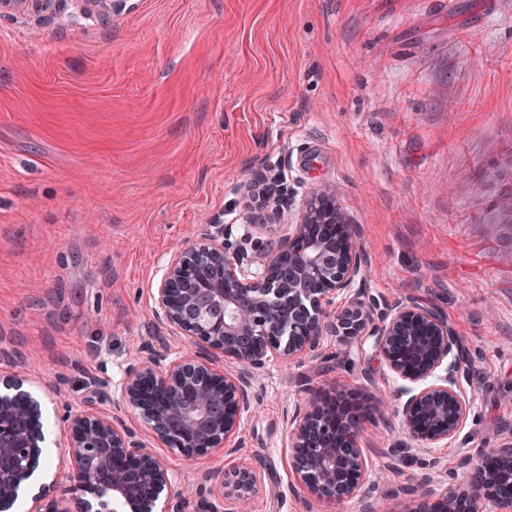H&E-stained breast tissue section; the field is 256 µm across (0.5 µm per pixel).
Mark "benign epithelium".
<instances>
[{"instance_id":"benign-epithelium-1","label":"benign epithelium","mask_w":512,"mask_h":512,"mask_svg":"<svg viewBox=\"0 0 512 512\" xmlns=\"http://www.w3.org/2000/svg\"><path fill=\"white\" fill-rule=\"evenodd\" d=\"M262 187L268 206L264 219L234 225L213 221L191 243L170 252L165 271L152 289L158 322L168 336L188 346L169 359L156 353L166 337L140 346L132 364L115 384L121 401L139 412L147 437L105 413L63 406L67 435L66 482L51 481L33 498L29 512H91L86 495L157 512L161 494L174 489L173 474L159 448L188 458L222 449L232 452L244 415L253 408L254 373L275 356L314 358L321 339L346 337L357 350H372L390 371L411 383L403 389L402 425L417 445L434 448L456 436L469 403L459 375L461 358L455 332L432 307L413 301L381 303L368 295L358 225L335 194L312 191L294 207L293 191L279 174L259 172L246 187ZM288 223L279 238L256 260L261 235L273 224ZM314 224H332L336 236L313 238ZM224 358L226 368L214 362ZM0 383L13 396H0V512H10L21 483L42 456L43 435L36 427L38 405L18 398L24 376L10 367ZM288 437L292 473L308 495L342 504L358 498L364 512L371 487L359 427L350 413H326L321 397L294 408ZM512 476V445L484 450L472 465L466 486L450 488L434 502L410 487L405 512H482L486 502L502 512L511 500L496 493L497 482ZM259 480L250 464L210 469L195 491L178 498L209 494L232 500L230 512H249Z\"/></svg>"}]
</instances>
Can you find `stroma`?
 <instances>
[{
	"instance_id": "1",
	"label": "stroma",
	"mask_w": 512,
	"mask_h": 512,
	"mask_svg": "<svg viewBox=\"0 0 512 512\" xmlns=\"http://www.w3.org/2000/svg\"><path fill=\"white\" fill-rule=\"evenodd\" d=\"M512 144V0H76L0 8V365L43 415L62 403L140 417L113 386L158 333L151 288L198 224L257 208L259 168L298 197L335 192L358 224L362 286L436 308L466 359L467 420L448 444L407 447L404 383L372 351L325 337L318 357L272 361L239 446L178 483L245 462L252 512H362L294 485L289 418L343 394L363 427L375 512L462 483L512 440V247L485 226L482 183ZM55 383L48 400L42 382Z\"/></svg>"
}]
</instances>
